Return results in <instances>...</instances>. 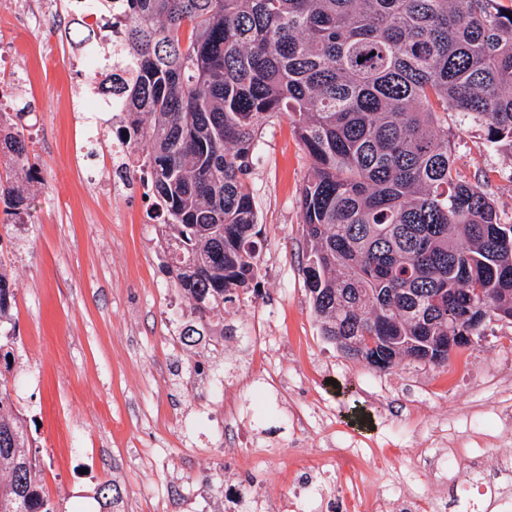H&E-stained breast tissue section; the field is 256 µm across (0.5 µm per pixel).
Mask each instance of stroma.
Instances as JSON below:
<instances>
[{
    "label": "stroma",
    "mask_w": 512,
    "mask_h": 512,
    "mask_svg": "<svg viewBox=\"0 0 512 512\" xmlns=\"http://www.w3.org/2000/svg\"><path fill=\"white\" fill-rule=\"evenodd\" d=\"M0 26L19 44L16 66L27 118L31 218L16 229L0 213V264L16 288L17 344L9 377L35 462L56 512H225L224 486L286 500L317 475L323 497L434 502L430 464L440 446L490 460L512 447V322L486 321L444 364L409 359L382 372L326 339L303 267L300 193L312 161L288 116L265 125L250 183L262 230L256 290L208 315L224 349L181 334L197 314L163 269L161 219L149 189L112 193L102 156L91 153L73 92L89 81L73 67L67 27ZM460 175L481 184L512 222V156L489 150L484 131L448 119ZM249 371L272 379L264 418L245 411L235 431L248 454L224 453V432L195 431L222 411L200 377L232 385ZM362 473L346 480L337 448Z\"/></svg>",
    "instance_id": "obj_1"
}]
</instances>
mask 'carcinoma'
I'll return each mask as SVG.
<instances>
[{
  "instance_id": "1",
  "label": "carcinoma",
  "mask_w": 512,
  "mask_h": 512,
  "mask_svg": "<svg viewBox=\"0 0 512 512\" xmlns=\"http://www.w3.org/2000/svg\"><path fill=\"white\" fill-rule=\"evenodd\" d=\"M137 61L125 136L144 151L164 215L168 273L198 319L259 277L249 178L263 127L288 115L312 172L300 197L307 285L323 336L347 355L386 337L388 368L461 319L478 295L512 314V227L458 174L448 113L512 155V5L504 0H122ZM21 102L0 149L4 212L30 214L34 167ZM13 282L0 268V328ZM14 337L0 333V512H54L8 393Z\"/></svg>"
}]
</instances>
